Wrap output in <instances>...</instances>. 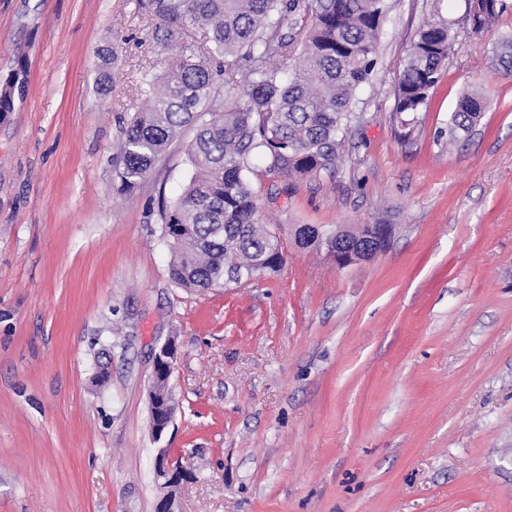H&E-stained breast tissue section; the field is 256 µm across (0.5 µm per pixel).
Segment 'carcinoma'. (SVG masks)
Listing matches in <instances>:
<instances>
[{
  "mask_svg": "<svg viewBox=\"0 0 512 512\" xmlns=\"http://www.w3.org/2000/svg\"><path fill=\"white\" fill-rule=\"evenodd\" d=\"M155 21L152 38L175 64L145 76L146 108L136 113L119 145L117 192L134 190L169 142L191 128L189 183L163 212V237L171 253L169 275L180 287L208 290L246 271L262 279L283 265L282 240L262 224L255 194L245 178L257 153L266 172L308 177L336 168L340 130L374 69L385 0H138ZM208 26L206 43L183 40L188 28ZM301 34L302 61L290 66ZM455 33L442 18L422 25L394 91L392 121L410 135L448 60ZM99 59V89L110 93V66L118 47ZM248 62L244 80H226L232 92L218 97L224 63ZM494 60L512 75V40ZM483 96L464 94L448 120V138L469 132L482 118Z\"/></svg>",
  "mask_w": 512,
  "mask_h": 512,
  "instance_id": "cac0c4a2",
  "label": "carcinoma"
}]
</instances>
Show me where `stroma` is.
Segmentation results:
<instances>
[{
	"label": "stroma",
	"mask_w": 512,
	"mask_h": 512,
	"mask_svg": "<svg viewBox=\"0 0 512 512\" xmlns=\"http://www.w3.org/2000/svg\"><path fill=\"white\" fill-rule=\"evenodd\" d=\"M387 5L336 171L250 159L281 270L190 291L169 277L160 209L192 176V130L115 189L141 75L169 62L152 20L136 0H0V512H155L162 445L191 474L176 512H512V78L491 65L512 7L475 33L463 0ZM437 15L457 37L404 140L394 89ZM471 89L484 116L449 140ZM300 224L393 234L340 269L295 244ZM171 336L177 410L157 443L147 389ZM99 59V89L104 95L109 94L112 89V82L110 76V65L115 64L118 60V47L112 45V51L103 53L102 55L97 54Z\"/></svg>",
	"instance_id": "35a3bbf8"
}]
</instances>
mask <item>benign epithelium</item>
Segmentation results:
<instances>
[{"label": "benign epithelium", "instance_id": "7a95c632", "mask_svg": "<svg viewBox=\"0 0 512 512\" xmlns=\"http://www.w3.org/2000/svg\"><path fill=\"white\" fill-rule=\"evenodd\" d=\"M299 240L316 242L340 269L369 261L389 243L392 228L388 224H356L348 228L325 231L316 225L297 226ZM177 360L175 341L166 340L155 352L154 369L148 390L151 435L160 441L173 422L176 403L169 388ZM155 475L164 485H175L188 479L189 471L170 457L169 449L161 447L155 458Z\"/></svg>", "mask_w": 512, "mask_h": 512}]
</instances>
